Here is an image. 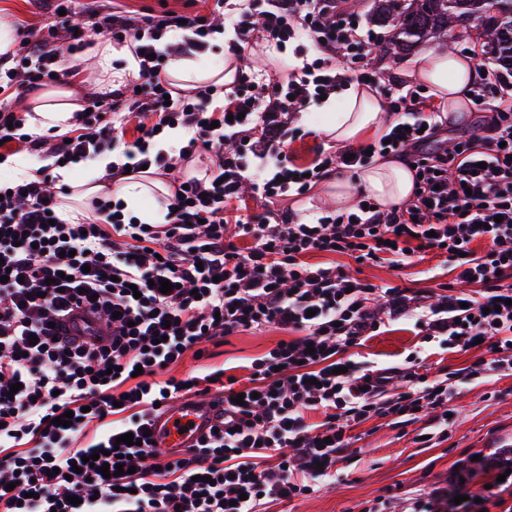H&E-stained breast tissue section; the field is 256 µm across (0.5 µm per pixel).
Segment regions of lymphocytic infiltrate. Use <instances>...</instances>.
<instances>
[{
	"label": "lymphocytic infiltrate",
	"mask_w": 512,
	"mask_h": 512,
	"mask_svg": "<svg viewBox=\"0 0 512 512\" xmlns=\"http://www.w3.org/2000/svg\"><path fill=\"white\" fill-rule=\"evenodd\" d=\"M95 14L126 34L138 77L112 100L89 99L54 157L69 165L115 150L116 178L145 166L172 170L202 148L216 161L165 198L161 224L125 221L121 206L105 202L68 222L44 172L0 183V512H259L262 501H290L335 478L354 428L424 419L427 435H446L443 408L458 386L512 373L511 76L486 72L472 90L478 124L437 149L446 117L405 84L383 81L371 57L381 36L364 29L355 0H246L220 25L192 13L120 25L104 8ZM223 25L236 34L235 56L257 42L279 48L300 38L319 57L297 55L281 79L247 80L222 96L213 85L174 91L165 57L204 51ZM88 43L86 27L63 44L51 24L27 31L23 58L0 55L6 148L40 153L45 140L24 132L19 105L52 83L62 53ZM352 83L384 97L392 116L385 139L350 160L339 152L306 171L289 164L295 114ZM121 112L145 117L133 143L116 134ZM160 128L182 130L175 152L151 151ZM393 153L416 175L403 203L358 205L346 221L328 212L299 224L273 211L224 219L243 184L277 200ZM429 252L470 292L431 302L350 277L329 260L336 253L399 267ZM79 309L111 322L108 341L61 333L59 321ZM400 319L412 320L424 342L468 355L467 365L432 377L418 355L389 368L352 358L383 321ZM266 327L285 337L253 359L247 383H225L220 367L189 380L170 373L187 352L202 358L206 344ZM200 384L223 398V429L182 456L154 448L147 433L159 408ZM313 411L321 421L309 422ZM68 412L71 425H57ZM127 433L134 445L118 443ZM85 436L89 444L79 446ZM106 463L124 475L103 477ZM410 512H512V448L450 470L447 486L416 494Z\"/></svg>",
	"instance_id": "obj_1"
}]
</instances>
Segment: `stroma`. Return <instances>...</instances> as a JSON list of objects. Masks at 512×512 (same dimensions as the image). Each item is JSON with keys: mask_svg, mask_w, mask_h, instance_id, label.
I'll list each match as a JSON object with an SVG mask.
<instances>
[{"mask_svg": "<svg viewBox=\"0 0 512 512\" xmlns=\"http://www.w3.org/2000/svg\"><path fill=\"white\" fill-rule=\"evenodd\" d=\"M109 6L131 18L145 13L169 12L209 15L215 8V0H110ZM358 7L364 26L383 37V49L375 53L374 63L386 80H405L413 61L425 51L445 46L450 52L462 55L479 40L477 33L471 31L448 43L429 38L404 52L397 45L399 30L394 22L376 20L373 0H358ZM51 19L44 0H0V23L10 30L38 28ZM302 124L305 136L288 144L290 163L305 166L320 154L336 152L335 143L315 133L313 117L304 118ZM344 265L347 273L374 284L434 294L441 293L453 281L443 258L432 253L413 257L408 265L399 269L360 265L350 259L345 260ZM283 336V331L276 328L233 335L224 345L212 347L210 357L198 359L193 353H186L171 373L179 378L201 376L207 367L221 365L226 376L242 381L249 374L252 359L273 348ZM416 351L427 353L429 367L438 373L452 372L463 367L465 361L464 356L442 350L437 343L422 342L409 320L382 326L359 347L358 358L377 365H390ZM449 407L455 416L447 439L435 441L428 447L415 440L422 428L418 422L394 427L387 420L374 419L359 426L354 431L355 453L338 463L335 481L290 502L263 504L260 512H362L378 498L389 499L394 512H403L407 499L445 480L461 458L486 448H512V376H495L459 388Z\"/></svg>", "mask_w": 512, "mask_h": 512, "instance_id": "stroma-1", "label": "stroma"}]
</instances>
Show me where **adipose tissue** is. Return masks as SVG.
Here are the masks:
<instances>
[{"mask_svg": "<svg viewBox=\"0 0 512 512\" xmlns=\"http://www.w3.org/2000/svg\"><path fill=\"white\" fill-rule=\"evenodd\" d=\"M89 54L95 62L102 88H112L114 82L138 75V63L129 48L118 49L113 47L111 41L99 40L90 48ZM240 65V60L234 58L225 60L223 69L203 71L194 60L177 58L171 61L167 75L182 89H191L211 81L229 85L233 83ZM408 77L413 82L430 86L435 99L447 104L449 111L462 112L467 107L468 93L478 81L480 73L470 58L445 50H429L414 61ZM72 97L71 90L57 89L29 101V122L34 132L39 134L49 128L69 126L74 112L79 109ZM386 119L385 106L376 93L368 87L354 84L348 87L340 111L334 113L322 132L327 140L336 142L337 146H355L383 135ZM107 166V161H98L92 171L80 177L75 176L73 170L61 169L63 183L73 188V202L89 200L109 190L123 202L125 209L135 211L144 223H162L163 212L149 207L148 202L156 195L165 193V181L158 177L146 179L130 174L110 190L101 181ZM413 185L414 174L404 161L389 156L362 169L354 182L341 179L329 182L327 197L340 209L350 207L358 193L389 206L407 200Z\"/></svg>", "mask_w": 512, "mask_h": 512, "instance_id": "adipose-tissue-1", "label": "adipose tissue"}]
</instances>
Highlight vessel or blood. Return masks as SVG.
Masks as SVG:
<instances>
[{
  "mask_svg": "<svg viewBox=\"0 0 512 512\" xmlns=\"http://www.w3.org/2000/svg\"><path fill=\"white\" fill-rule=\"evenodd\" d=\"M218 411L214 401L185 400L153 419L151 436L161 449L190 448L200 437L209 435L219 426Z\"/></svg>",
  "mask_w": 512,
  "mask_h": 512,
  "instance_id": "vessel-or-blood-1",
  "label": "vessel or blood"
}]
</instances>
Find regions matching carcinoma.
I'll return each instance as SVG.
<instances>
[{"mask_svg":"<svg viewBox=\"0 0 512 512\" xmlns=\"http://www.w3.org/2000/svg\"><path fill=\"white\" fill-rule=\"evenodd\" d=\"M382 20L397 21L402 48L430 35L482 29L488 53L512 71V0H375Z\"/></svg>","mask_w":512,"mask_h":512,"instance_id":"cac0c4a2","label":"carcinoma"}]
</instances>
